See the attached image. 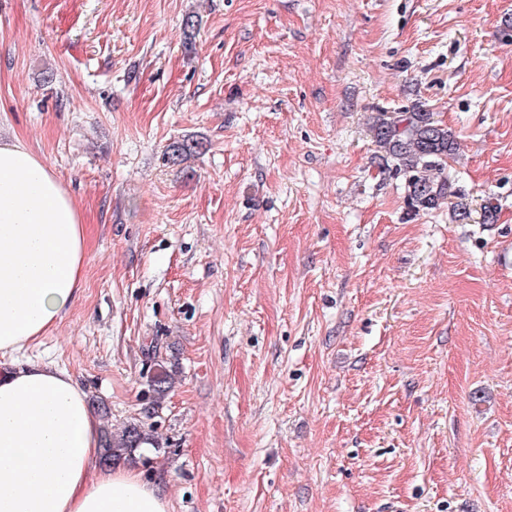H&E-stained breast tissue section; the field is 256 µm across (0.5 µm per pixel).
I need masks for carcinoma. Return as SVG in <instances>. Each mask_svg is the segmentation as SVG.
Returning <instances> with one entry per match:
<instances>
[{"mask_svg":"<svg viewBox=\"0 0 512 512\" xmlns=\"http://www.w3.org/2000/svg\"><path fill=\"white\" fill-rule=\"evenodd\" d=\"M371 132L382 153V160L392 162L390 171L405 181L407 205L410 209L431 210L448 199L447 180L440 178L454 155V136L433 113L415 103L392 117L378 113ZM199 144L184 140L169 146V159L180 162L196 152ZM153 394L162 398L171 388V378L164 366H159L150 380ZM148 448H160L159 438L140 420L127 422L119 431L109 423L101 427L100 458L106 464L132 463L144 456Z\"/></svg>","mask_w":512,"mask_h":512,"instance_id":"carcinoma-1","label":"carcinoma"}]
</instances>
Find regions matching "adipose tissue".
<instances>
[{
	"label": "adipose tissue",
	"mask_w": 512,
	"mask_h": 512,
	"mask_svg": "<svg viewBox=\"0 0 512 512\" xmlns=\"http://www.w3.org/2000/svg\"><path fill=\"white\" fill-rule=\"evenodd\" d=\"M82 215L41 158L0 141V358L49 333L78 294ZM100 422L66 370L0 369V512H169L162 484L100 459Z\"/></svg>",
	"instance_id": "adipose-tissue-1"
}]
</instances>
